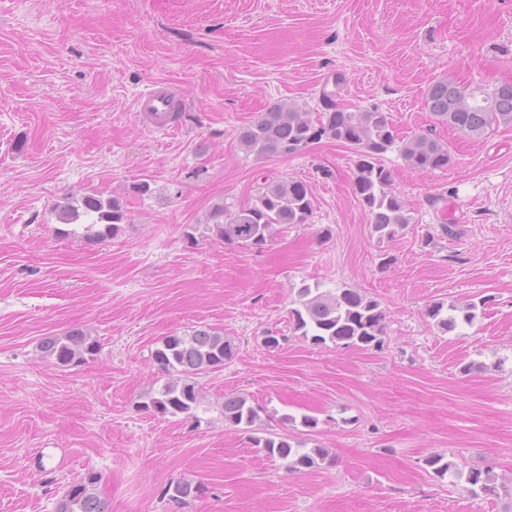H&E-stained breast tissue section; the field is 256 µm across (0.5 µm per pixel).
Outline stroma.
Masks as SVG:
<instances>
[{"mask_svg":"<svg viewBox=\"0 0 512 512\" xmlns=\"http://www.w3.org/2000/svg\"><path fill=\"white\" fill-rule=\"evenodd\" d=\"M441 77L512 81V0H0V512H56L91 471L108 512H512L425 463L442 454L512 481V126L471 139L437 124L424 92ZM157 80L185 102L172 136L135 110ZM326 90L451 150L423 172L385 154L411 217L394 238L372 231L350 148L240 147L272 105L318 119ZM286 179L310 186V223L257 247L204 232L216 204ZM88 194L120 198L125 224L61 236L57 205ZM315 284L378 299L383 349L294 333L297 292ZM488 294L460 336L426 314ZM200 326L237 351L199 375L194 414L140 409L165 380L155 348ZM76 328L99 354L43 357L44 337ZM471 362L484 370L462 374ZM229 392L258 409L253 427L225 423ZM272 433L333 461L288 472L253 445ZM182 480L201 491L179 506L163 490Z\"/></svg>","mask_w":512,"mask_h":512,"instance_id":"35a3bbf8","label":"stroma"}]
</instances>
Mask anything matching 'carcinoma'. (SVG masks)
Instances as JSON below:
<instances>
[{"label":"carcinoma","mask_w":512,"mask_h":512,"mask_svg":"<svg viewBox=\"0 0 512 512\" xmlns=\"http://www.w3.org/2000/svg\"><path fill=\"white\" fill-rule=\"evenodd\" d=\"M325 106L314 124L295 106L274 105L239 131L243 149L258 157L290 156L303 152L322 139H332L354 150L353 188L371 217L373 232L381 239L393 238L410 223L403 200L392 190V173L382 157L397 151L405 164L415 171L445 169L452 162L447 144L424 133L398 137L386 113L376 109L349 112L336 105L332 94L322 92ZM425 108L441 125L470 138H480L493 125L512 126V81L493 88L460 84L444 77L433 81L425 92ZM314 198L309 185L301 180L271 182L261 188L253 202L215 205L207 217L205 229L228 243L260 246L278 225L308 224L313 215ZM127 213L121 199L88 195L79 204L62 206V223L81 222L82 236L101 240L115 235ZM299 307L291 310L294 331L309 337L316 345L332 343L359 348L384 347L385 311L380 301L357 290L335 293L305 286L298 291ZM490 297L462 305L438 302L427 315L445 333H460L484 317ZM44 357L60 366L83 363L97 355L99 342L88 332L75 329L63 336H48L41 341ZM236 347L231 340L210 329H196L180 336L165 337L153 352V361L166 381L148 392L140 407L154 414H191L201 400L197 377L232 360ZM257 409L247 397L224 395V421L235 426H251ZM254 444L268 458L287 461L290 471H302L318 462L333 460L326 448H305L294 444L287 434L254 438ZM426 465L437 477H457L461 470L455 461L441 454L430 455ZM99 475H88L67 489L57 503L56 512H107L105 503L95 494ZM467 491L475 497L512 496V484L498 482L489 468H472L465 475ZM199 487L188 481L171 483L165 489L169 499L184 504Z\"/></svg>","instance_id":"carcinoma-1"}]
</instances>
